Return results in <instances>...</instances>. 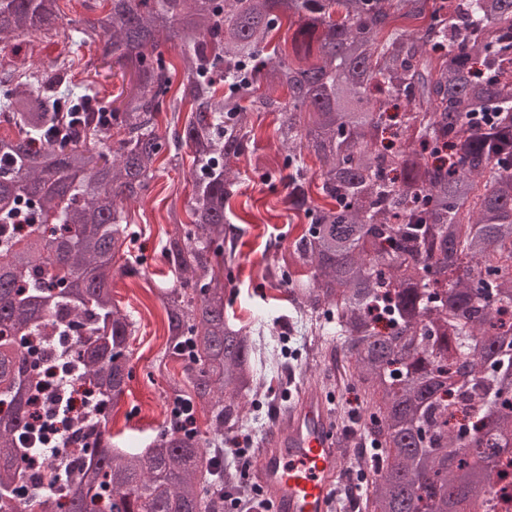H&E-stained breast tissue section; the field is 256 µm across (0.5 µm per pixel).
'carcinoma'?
<instances>
[{"instance_id": "1", "label": "carcinoma", "mask_w": 512, "mask_h": 512, "mask_svg": "<svg viewBox=\"0 0 512 512\" xmlns=\"http://www.w3.org/2000/svg\"><path fill=\"white\" fill-rule=\"evenodd\" d=\"M84 3L94 17L66 22L60 0H0V52L12 54L0 62V512H220L223 489L247 492L212 449L244 426L279 357L270 329L228 313L233 164L254 150L255 112L277 113L285 203L308 221L272 278L292 288L296 317L315 316L314 355L334 371L341 353L382 457L363 512L491 500L512 459V266L491 267L512 259V0ZM68 25L75 50L46 67L19 58ZM97 42L128 78L107 117L95 82H73L71 54ZM185 147L194 197L167 206L177 281L157 299L162 359L182 362L173 399L205 408L208 426L188 432L171 412L137 452L109 430L135 331L112 271L119 257L139 273L125 208L160 156ZM308 156L330 206L313 203ZM82 330L53 363L88 384L99 422L70 420L76 456L35 471L19 437L31 392L49 384L25 350Z\"/></svg>"}]
</instances>
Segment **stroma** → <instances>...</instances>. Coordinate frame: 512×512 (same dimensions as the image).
I'll return each instance as SVG.
<instances>
[{"instance_id":"1","label":"stroma","mask_w":512,"mask_h":512,"mask_svg":"<svg viewBox=\"0 0 512 512\" xmlns=\"http://www.w3.org/2000/svg\"><path fill=\"white\" fill-rule=\"evenodd\" d=\"M252 119L261 127L262 138L254 154L240 158L237 163L241 177L232 208L247 223L237 244L239 266L234 271L237 287L232 309L242 320L255 318L282 333L288 350L284 369L289 376L304 379L310 367L303 354L302 334L293 323L291 290L284 285L272 286L265 273L288 244L301 235L305 224L283 202L285 190L277 173L284 153L274 138L275 113L257 112ZM191 165L192 154L187 149L182 150L179 162L174 164L167 157H160L147 195L127 209L128 219L137 233L133 254L140 263L141 274L118 275L112 280L114 301L130 310L136 322L130 339L131 379L112 411V432L122 448L145 447L165 422L170 405L169 389L182 377L180 363L159 362L165 347V314L156 294L159 284L173 281L161 251L168 229L167 198L175 195L183 203L191 200ZM287 393V386L272 385L269 397L250 409L247 424L239 432L249 447H256L260 437L275 426L274 411Z\"/></svg>"}]
</instances>
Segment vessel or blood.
<instances>
[{
	"instance_id": "vessel-or-blood-1",
	"label": "vessel or blood",
	"mask_w": 512,
	"mask_h": 512,
	"mask_svg": "<svg viewBox=\"0 0 512 512\" xmlns=\"http://www.w3.org/2000/svg\"><path fill=\"white\" fill-rule=\"evenodd\" d=\"M250 478L269 497L274 512H332L345 450L332 426L327 398L298 388L283 425L269 432Z\"/></svg>"
}]
</instances>
